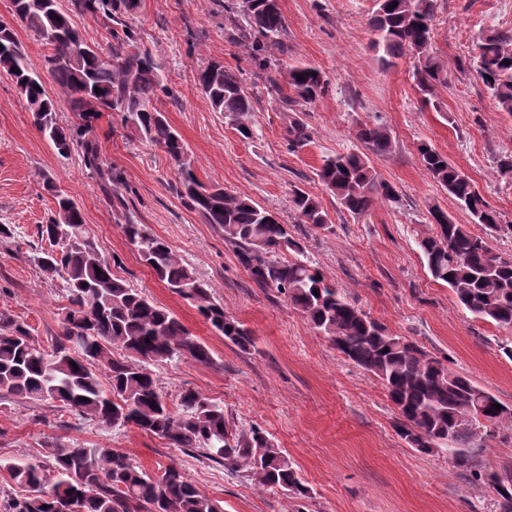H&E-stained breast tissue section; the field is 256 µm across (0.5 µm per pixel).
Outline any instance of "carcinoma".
<instances>
[{"label": "carcinoma", "instance_id": "carcinoma-1", "mask_svg": "<svg viewBox=\"0 0 512 512\" xmlns=\"http://www.w3.org/2000/svg\"><path fill=\"white\" fill-rule=\"evenodd\" d=\"M72 2L83 14L100 15L121 26L112 31L118 42L112 56H103L80 38L59 0H12L16 19L48 48L45 66L70 111L81 120L72 129L58 124V100L29 70L25 48L13 28L0 25V72L16 83L35 125L60 156L80 149L85 169L109 203L127 208L121 176L103 157L89 127L102 112L119 114L141 140L174 161L177 194L205 223L224 229V238L240 248V260L256 285L283 295L317 333L381 382L399 413L397 433L409 447L430 454L429 443L441 439L453 461L467 467L478 451V431L495 438L504 432L512 435L511 406L494 408L499 403L494 395L352 304L320 277L277 216L247 196L208 186L198 178L186 162L182 139L162 113L151 109L155 98L170 95L172 89L161 66L137 45L135 32L125 23L136 0ZM437 2L377 0L369 19L374 33L371 48L382 64L392 65L407 52L417 55L414 82L428 103L434 87L448 78L447 70L429 53ZM224 12L235 15V43L259 68L268 67L273 50L284 51L286 21L279 0H224ZM478 49L480 78L498 107L512 113V29L483 35ZM13 67L17 71H11ZM197 80L212 109L224 113L242 138H252L248 118L253 104L243 73L214 62L198 72ZM266 81L283 104L312 103L328 91L324 74L311 66L288 71L291 96L276 76L269 74ZM356 138L364 150L324 159L317 176L342 209L363 215L380 201L398 202L399 196L391 183L380 179L371 161V156L390 151L389 130L362 123ZM308 140L303 122L288 127L290 148H302ZM418 152L426 172L464 206L472 223L497 233L500 213L473 180L432 147L423 143ZM43 188L55 211L38 228L49 249L32 260L47 277L65 281L69 305L61 313V332L47 349L33 341L23 324L0 313V396L31 403L51 400L62 411L106 427L133 424L169 448L246 473L264 491L309 497L310 489L288 454L261 429L234 431L224 407L196 390H183L174 404L162 396L149 365L175 358L212 365V351L173 313L113 274L86 229L81 209L55 178L45 177ZM292 205L298 219L313 229L329 224L321 202L303 189H293ZM430 215L432 229L418 238L417 246L431 277L448 285L464 310L512 329V258L493 252L486 238L455 223L441 208H431ZM122 231L142 263L172 292L193 302L217 333L242 350L253 345L249 330L214 302L211 285L185 266L165 240L131 220ZM286 252L293 257H284ZM102 369L108 372L105 384L99 377ZM8 471L19 494L0 503V512H223L177 466L152 475L113 448L81 442L53 445L49 465L11 464ZM49 471L53 476L47 475ZM488 484L495 487L498 512H512V467L489 475Z\"/></svg>", "mask_w": 512, "mask_h": 512}]
</instances>
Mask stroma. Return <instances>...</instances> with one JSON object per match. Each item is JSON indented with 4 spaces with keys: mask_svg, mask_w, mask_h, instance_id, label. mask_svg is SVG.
<instances>
[{
    "mask_svg": "<svg viewBox=\"0 0 512 512\" xmlns=\"http://www.w3.org/2000/svg\"><path fill=\"white\" fill-rule=\"evenodd\" d=\"M286 20L285 53L274 54L279 80L290 67L313 66L328 80L315 102L283 107L263 81L254 98L253 138L244 139L213 111L197 85L208 62L253 73V61L227 34L213 0H137L129 23L162 66L174 93L153 106L186 145V160L200 180L250 197L287 224L292 237L327 282L390 332L469 376L512 406V331L474 318L447 285L435 282L417 247L430 231L429 210L439 206L454 222L469 214L425 171L417 147L446 155L478 186L488 204L512 224V174L497 161L512 154V114L502 111L476 71L477 44L495 29L512 27V0H438L433 57L448 71L425 104L404 55L381 66L371 48L367 20L375 0H280ZM0 21L10 23L30 69L47 90V49L20 22L11 0H0ZM305 123L309 143L289 150L287 129ZM377 122L391 135L388 153L374 158L400 201L381 202L363 215L340 208L317 171L324 156L360 150L359 124ZM107 161L135 196V223L164 239L212 287L213 297L254 339L243 351L215 333L195 305L172 293L139 259L122 232V216L90 178L78 151L60 156L35 127L15 82L0 75V313L25 323L35 342L48 346L60 331L68 299L61 279L46 278L33 263L44 244L38 235L54 209L42 188L52 175L79 206L86 227L112 271L172 313L212 351L214 364L191 359L153 364L167 400L185 388L223 405L237 429L257 427L285 451L310 497L259 490L243 473L166 447L135 426L104 427L60 411L55 404L0 398V491H13L9 463L47 461L49 447L81 441L129 455L155 474L178 465L224 512H495L485 477L512 466V440L479 451L470 467L446 452L422 454L397 435V412L376 377L355 365L275 291L259 288L224 232L204 223L176 192V169L160 149L139 140L114 112L92 124ZM316 196L328 212L327 229L297 221L294 188Z\"/></svg>",
    "mask_w": 512,
    "mask_h": 512,
    "instance_id": "obj_1",
    "label": "stroma"
}]
</instances>
